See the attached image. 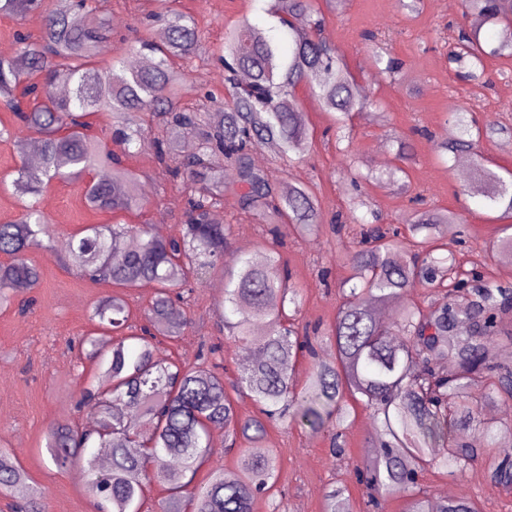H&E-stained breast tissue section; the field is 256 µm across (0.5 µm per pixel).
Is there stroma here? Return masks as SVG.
<instances>
[{
	"instance_id": "35a3bbf8",
	"label": "stroma",
	"mask_w": 512,
	"mask_h": 512,
	"mask_svg": "<svg viewBox=\"0 0 512 512\" xmlns=\"http://www.w3.org/2000/svg\"><path fill=\"white\" fill-rule=\"evenodd\" d=\"M178 11L191 15L202 33L198 57L189 74L191 90L184 103L192 107L199 93L224 96V68L212 57L225 28L241 17L269 25L264 0H172ZM156 8L155 0H110L112 48L121 52L122 36L139 19ZM462 0H422L418 12H408L402 0H342L337 8H324L320 36L345 58L365 94V105L354 113L349 138L336 141L325 130L332 121L307 85L296 90L301 112L312 124L316 138L299 159L279 158L265 151L261 162L276 181L309 185L321 201L323 221L317 234L303 237L293 225L275 229L257 223L244 212L234 193H226L219 223L232 227V253L245 252L256 260L275 251L291 271L301 294L300 319L328 328L340 304L339 285L351 274L343 261L352 254L359 225H339L336 214L346 211L355 192H363L383 223L403 225L414 204L411 195L423 191L426 208L461 214L463 223L441 227V254L454 256L464 270L478 269L512 285V260L498 256L493 241L512 237V220L503 218L481 197L482 183L475 168L459 175L458 161L442 162L431 145L445 141L452 129V112L460 106L477 122L488 120L512 129V56L490 57L485 62L486 80L464 81L448 61V45L458 28L470 26ZM372 31L391 33L386 47L399 59L406 81H391L375 69L362 35ZM11 139L0 140V179H13L20 159L16 141H31L30 131L0 102V128ZM404 149V168L410 192L391 190L376 182L384 166L396 162L397 149ZM127 167L142 180L143 207L129 212H100L85 202L86 180L53 182L42 202L58 233L56 248H63L71 235L89 224H154L164 218L175 230L185 210L181 182L164 176L152 149L126 158ZM41 279L26 311L0 309V448L12 449L29 476L44 493L48 512H95L78 469L58 471L49 461L45 434L56 422L86 424L87 413L76 412L74 403L87 380L96 376L94 362L80 355L73 345L92 330L89 315L94 303L111 293V286L81 279L52 257L31 252ZM224 294V275L215 270L198 284L191 300L179 310L190 321L183 336L161 344L163 354L195 361L202 344L219 343L223 349L225 385H232L245 366L241 349L221 331L218 304ZM377 423L363 406H355L352 422L343 431L344 454L330 453L329 432H312L297 424H273L259 445L260 452L277 455L280 470L276 488L286 512H323L329 484H347L351 512H366L364 490L350 475L365 448L377 442ZM421 484L430 496L443 490L461 489L472 497L478 512H512V490L495 483L483 463L462 473L426 468Z\"/></svg>"
}]
</instances>
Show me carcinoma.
Here are the masks:
<instances>
[{
  "mask_svg": "<svg viewBox=\"0 0 512 512\" xmlns=\"http://www.w3.org/2000/svg\"><path fill=\"white\" fill-rule=\"evenodd\" d=\"M108 3L0 0V15L18 22L33 11L45 14L39 36L18 37V54L0 57V99L39 136L42 148L40 163L20 161L11 181L13 194L30 201L19 218L0 223V256L7 257L0 262V309L33 304L28 293L40 272L28 254H54L53 225L39 206L52 181L95 171L86 193L91 208L115 213L143 202L139 175L90 133L87 115L111 113V142L126 153L145 142V130L133 126L128 115L150 113L158 129L150 146L166 175L185 178L188 189L186 220L176 234L159 238L143 225L90 224L82 236L70 237L59 257L77 276L116 291L94 303L95 329L80 342L89 346L86 358L100 366L99 378L108 382H88L77 400V409L96 415L98 424L91 429L54 425L46 442L54 467L82 469L97 512H141L152 478L165 487L166 512H252L259 495H273L278 460L243 452L235 478L210 470L198 482L213 452L210 429L222 426L232 441L256 445L269 424L291 419L315 432L332 431L330 452L336 457L342 455L338 440L358 403L380 430L379 443L352 468L372 512H382L398 496L406 498L405 512H477L467 497L429 496L419 482L427 465L463 472L482 457L490 478L511 487L512 460L496 449L512 443V423L485 422L479 414L492 400H512V364L498 356L500 346L512 345V331L501 325V316L512 312V288L491 278L469 288V278L478 275H469L452 257L436 255V228L463 222L456 213L415 210L405 220L406 241L396 227L369 225L349 258L353 274L342 283V302L330 327L335 356L328 362L316 354L312 338L300 334V294L279 257L271 253L256 262L245 253L236 255L224 268V330L239 345L261 350L236 388L255 404L253 417L241 418L224 388L219 348H207L192 363L161 354L159 337L174 341L188 326L184 317L173 319L176 306L224 262L232 228L213 216L224 207L228 186L234 187L240 208L263 224L288 221L303 234L321 224L318 199L307 185H281L253 163L263 147L286 157L302 154L313 141L295 88L311 83L338 129L349 125L363 101L347 63L318 37L323 17L316 0H267L272 26L246 17L225 30L218 54L227 94L222 101L205 95L200 113L182 105L188 76L175 65L198 52L193 18L158 0L157 10L122 53L103 62L111 44ZM464 7L479 24L459 29L448 60L465 64L464 78L477 80L484 76L487 56H512V0H464ZM155 23L165 33L160 42L151 38ZM364 41L375 65L402 80L401 63L384 58L377 35L367 32ZM452 118L456 134L433 144V151L441 158L470 156L482 173L486 201L512 216V181L488 169L478 149L482 138L507 129L493 121L474 129L460 108ZM189 134L197 147L184 155L182 141ZM219 157L235 170L231 184L216 165ZM364 206L362 200L351 203L336 223H366L373 211L358 213ZM144 283L155 288L146 325L138 328L131 324L127 293ZM418 284L443 287L441 302L427 312L406 304L395 322L380 323L376 306ZM257 322L266 326L262 336L253 333ZM305 353L312 362L299 388L294 367ZM470 428L481 433L486 447L466 440ZM94 448L111 449L108 467L99 465ZM344 491L330 486L325 512H348ZM0 495L12 499L18 512H46L43 493L16 455L3 449Z\"/></svg>",
  "mask_w": 512,
  "mask_h": 512,
  "instance_id": "1",
  "label": "carcinoma"
}]
</instances>
